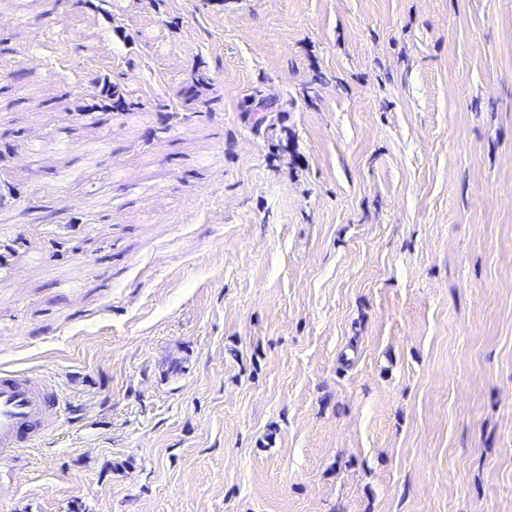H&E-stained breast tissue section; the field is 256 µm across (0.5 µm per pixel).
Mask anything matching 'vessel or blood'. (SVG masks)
<instances>
[{"instance_id":"1","label":"vessel or blood","mask_w":512,"mask_h":512,"mask_svg":"<svg viewBox=\"0 0 512 512\" xmlns=\"http://www.w3.org/2000/svg\"><path fill=\"white\" fill-rule=\"evenodd\" d=\"M61 406L45 381L26 371L0 370V460L17 459L56 429Z\"/></svg>"}]
</instances>
